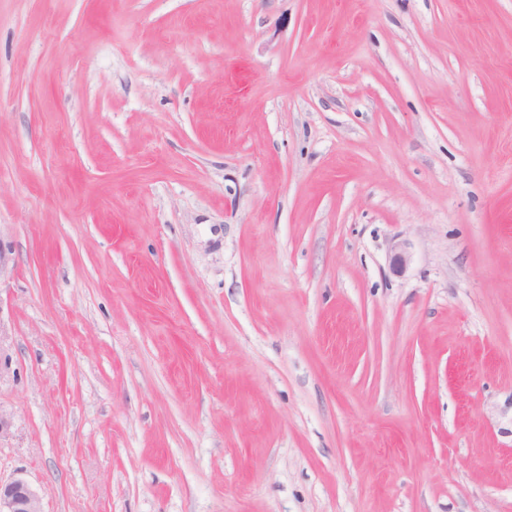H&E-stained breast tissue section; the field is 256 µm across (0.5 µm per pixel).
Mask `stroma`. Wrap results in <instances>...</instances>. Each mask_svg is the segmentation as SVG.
I'll return each mask as SVG.
<instances>
[{"instance_id": "1", "label": "stroma", "mask_w": 512, "mask_h": 512, "mask_svg": "<svg viewBox=\"0 0 512 512\" xmlns=\"http://www.w3.org/2000/svg\"><path fill=\"white\" fill-rule=\"evenodd\" d=\"M0 416L43 512H512V0H0Z\"/></svg>"}]
</instances>
